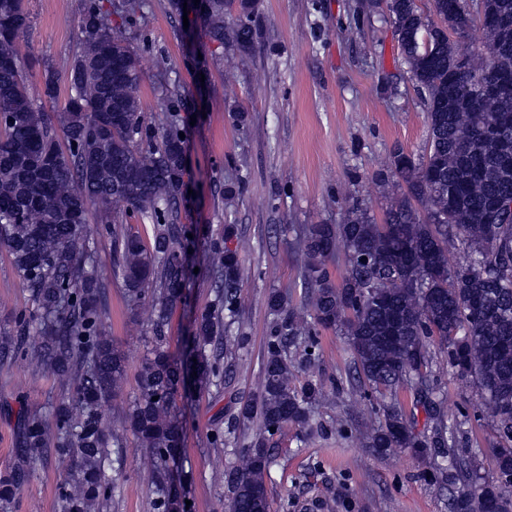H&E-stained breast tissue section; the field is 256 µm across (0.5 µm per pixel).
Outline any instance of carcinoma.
<instances>
[{
	"mask_svg": "<svg viewBox=\"0 0 512 512\" xmlns=\"http://www.w3.org/2000/svg\"><path fill=\"white\" fill-rule=\"evenodd\" d=\"M429 4L426 13L417 0L386 3L426 107V153L416 160L398 150L378 175L390 188L383 223L354 205L343 223L309 224L299 237L304 303L290 311L287 295L267 298L277 319L256 395L239 413L256 422L257 433L230 479L227 512H270L265 475L274 438L290 424L308 426L310 406L324 392L312 381L297 390L295 369L320 362L318 329L336 327L348 336L359 387L416 390L428 399L424 411L439 434L446 425L430 400L436 362L428 341L446 349L448 366L482 390L502 444L493 449L492 482L478 483L476 462L451 447L448 467L430 477L457 486L453 512H512V213L504 212L496 235L489 234L495 201L512 202V163L505 161L512 155V81H505L512 78V44L498 39L512 27V0ZM256 7L257 0H204L198 12L229 67L256 50ZM142 8V0H119L110 11L75 0L76 51L42 62L48 99L58 96L59 70L69 83L63 107L48 111L28 90L23 0H0V250L37 306L31 320L0 336V362L23 359L62 379L63 388L51 416H19L15 464L0 477L6 507L52 454L68 464L61 512H99L112 498L105 465L121 435L107 407L121 394L126 369L123 352L105 334V285L90 265V212L112 236L114 274L128 305L148 301L155 310L152 356L138 373L132 406L117 416L158 463L154 512H187L168 470L184 435L174 410L179 388L189 380L201 390L219 385L235 356L224 317L238 315L245 268L226 245L232 226L209 244L203 274L214 283L215 300L196 318L189 355L177 358L166 348L170 316L192 276L187 253L195 239L188 225L174 222L186 156L183 91L160 76L168 110L160 131L145 123L140 107V59L131 40ZM475 24L483 49L463 52L459 41ZM119 202L126 205L121 216L113 211ZM136 215L152 220V243L126 227ZM457 241L467 260L454 266L449 248ZM340 255L347 271L336 282L327 265ZM351 425L383 455H423L428 448L415 419L394 405L384 406L376 426Z\"/></svg>",
	"mask_w": 512,
	"mask_h": 512,
	"instance_id": "cac0c4a2",
	"label": "carcinoma"
}]
</instances>
